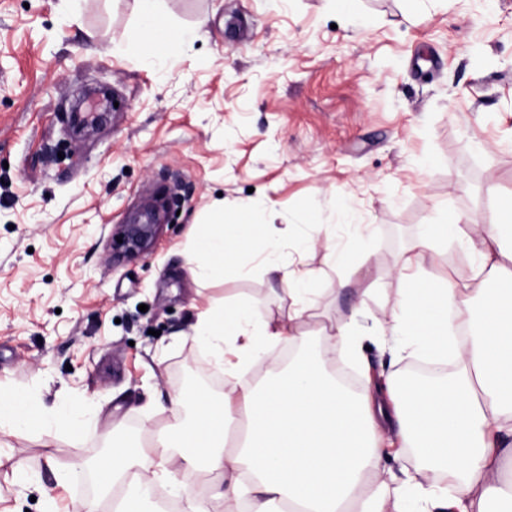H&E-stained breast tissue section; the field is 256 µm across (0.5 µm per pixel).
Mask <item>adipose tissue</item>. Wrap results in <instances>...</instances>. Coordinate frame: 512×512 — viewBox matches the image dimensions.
<instances>
[{"instance_id": "adipose-tissue-1", "label": "adipose tissue", "mask_w": 512, "mask_h": 512, "mask_svg": "<svg viewBox=\"0 0 512 512\" xmlns=\"http://www.w3.org/2000/svg\"><path fill=\"white\" fill-rule=\"evenodd\" d=\"M460 240L475 256L469 284L432 279L439 242ZM257 244L265 267L278 270L280 241L267 225L240 220L221 224L196 244L199 275L238 264L243 244ZM512 200L488 224L423 225L395 265L400 288L388 322H368L357 307L318 333L327 352L357 356L363 340L407 336L435 361L456 358L455 370L436 384L395 379L380 387L363 377L350 391L319 360L303 355L273 371L264 384L242 380L249 366L266 361L281 340L309 341L296 320L318 308L306 270L282 282L290 300L287 321H257L245 309L210 306L197 334L233 380L219 399L196 391L193 410L170 400L178 421L130 445L113 443L96 466L100 496L84 512H145L156 483L187 500V512H204L180 473L214 481L224 512H512ZM234 361H226V353ZM412 448L416 460L404 479L383 478L385 448ZM453 480L439 487L433 471Z\"/></svg>"}]
</instances>
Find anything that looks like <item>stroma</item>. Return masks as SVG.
I'll use <instances>...</instances> for the list:
<instances>
[{
  "instance_id": "stroma-1",
  "label": "stroma",
  "mask_w": 512,
  "mask_h": 512,
  "mask_svg": "<svg viewBox=\"0 0 512 512\" xmlns=\"http://www.w3.org/2000/svg\"><path fill=\"white\" fill-rule=\"evenodd\" d=\"M160 8L193 33L161 74L135 0H0V396L49 410L0 443V512H83L92 492L57 472L98 460L129 423L172 421L166 376L206 358L209 304L287 318L259 261L193 274L214 225H272L280 266L302 265L321 299L301 324L314 335L365 283L367 314L387 318L420 225L486 224L512 195V0ZM99 85L120 111L61 155L72 103ZM158 191L180 195L175 222L152 253L108 262L113 225ZM367 345L351 372L396 378L410 362Z\"/></svg>"
}]
</instances>
